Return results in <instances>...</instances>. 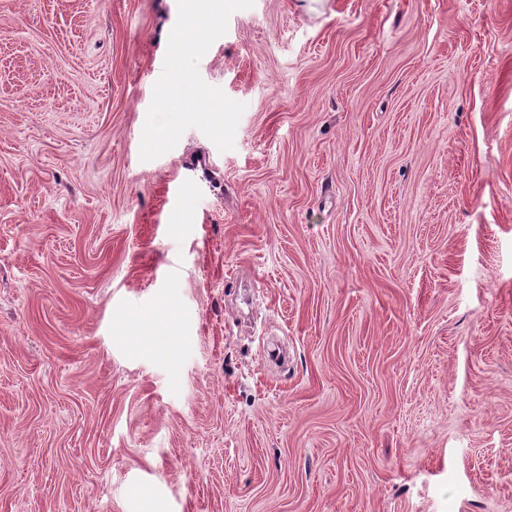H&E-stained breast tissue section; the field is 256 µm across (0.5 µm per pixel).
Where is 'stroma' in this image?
I'll list each match as a JSON object with an SVG mask.
<instances>
[{"instance_id":"1","label":"stroma","mask_w":512,"mask_h":512,"mask_svg":"<svg viewBox=\"0 0 512 512\" xmlns=\"http://www.w3.org/2000/svg\"><path fill=\"white\" fill-rule=\"evenodd\" d=\"M223 2L0 0V512H512V0Z\"/></svg>"}]
</instances>
